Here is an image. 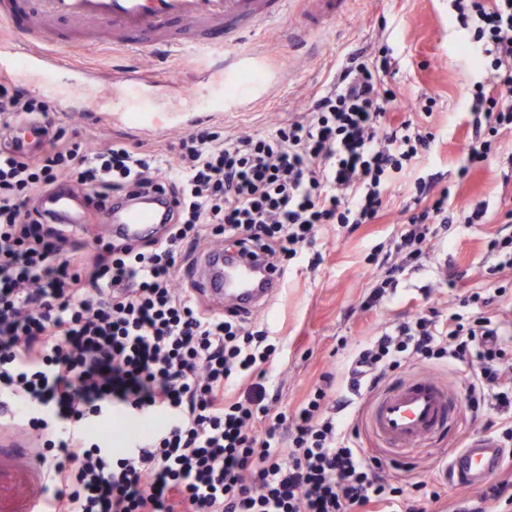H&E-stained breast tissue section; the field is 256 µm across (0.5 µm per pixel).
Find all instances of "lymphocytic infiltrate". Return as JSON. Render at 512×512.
Here are the masks:
<instances>
[{"label": "lymphocytic infiltrate", "instance_id": "obj_1", "mask_svg": "<svg viewBox=\"0 0 512 512\" xmlns=\"http://www.w3.org/2000/svg\"><path fill=\"white\" fill-rule=\"evenodd\" d=\"M479 79L459 117V182L512 137V0H448ZM389 44L363 42L298 118L268 133L199 127L159 147L113 140L91 149L55 125L53 103L0 77V135L39 124L40 151L0 148V424L27 425L43 448V512H512V308L506 285L459 287L448 309L421 304L349 353L347 395L320 375L298 405L267 385L280 345L236 311L203 307L185 276L212 246L263 257L279 275L305 257L322 226L377 223L401 179L412 206L394 240L397 263L362 303L377 307L431 243L456 224L497 223L490 275L512 270V208L451 213L450 187L421 174L436 136L433 94L407 104ZM175 201L146 243L79 236L41 197L80 190L105 209L128 188ZM417 365L463 368L468 406L505 452L476 497L439 479L390 472L360 440L355 397ZM162 426L112 444L114 416Z\"/></svg>", "mask_w": 512, "mask_h": 512}]
</instances>
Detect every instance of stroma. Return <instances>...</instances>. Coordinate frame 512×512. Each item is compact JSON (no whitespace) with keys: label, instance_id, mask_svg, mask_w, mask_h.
<instances>
[{"label":"stroma","instance_id":"obj_1","mask_svg":"<svg viewBox=\"0 0 512 512\" xmlns=\"http://www.w3.org/2000/svg\"><path fill=\"white\" fill-rule=\"evenodd\" d=\"M302 9L296 0L282 24L265 28L248 44L260 59L265 82L276 86L271 97L244 112L216 114V121L228 131L273 130L300 113L309 94L331 80L350 49L381 33L397 54L395 80L406 96L433 92L441 97L443 109L431 118L436 139L428 170L443 175L445 184H454L456 160L464 145L455 113L470 73L469 56L448 23V0H345L343 20L323 32L300 28ZM381 16L388 21L383 32L376 23ZM62 53L74 63L102 74L97 92L107 99L112 96L108 78L113 71L154 75L158 84L153 93L166 99L170 97L169 82L189 84L195 66L206 61L201 54L191 60L180 54L133 56L108 45L66 47ZM174 105L182 109V117L155 113V126L146 133L137 121L117 116L100 119L82 106L62 105L57 112L67 135H79L91 146L112 139L131 142L145 135L165 145L193 128L188 112L204 107L205 101L187 95L174 100ZM504 171L502 163L491 161L487 170L475 173L462 193L453 198V207L470 210L483 200L495 205L501 198L512 197V183L503 182ZM411 197L410 187L395 190L381 223L363 225L351 235L337 225H326L316 242L323 255L321 265L311 269L306 260H299L291 266L276 299L267 310L255 314V321L270 326L284 343L283 354L269 374V385L280 389L283 403L296 404L321 373L340 372L343 343L375 335L393 323L414 299L420 298L421 287L435 285L432 301L443 310L448 290L441 287L440 280L445 271H457L459 287L468 288L479 280L483 267L491 264L485 246L489 225H457L451 238L435 240L423 267L404 272L396 295L385 297L375 311L362 312L364 293L386 272L372 255L377 245H389L399 231L401 210ZM31 439V434L18 426L0 432V512H29L31 504L44 497L45 482ZM452 447V440L447 438L410 458L385 455L381 461L391 471L409 469L427 477L437 472L441 459Z\"/></svg>","mask_w":512,"mask_h":512}]
</instances>
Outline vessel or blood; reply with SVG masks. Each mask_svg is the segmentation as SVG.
<instances>
[{
    "mask_svg": "<svg viewBox=\"0 0 512 512\" xmlns=\"http://www.w3.org/2000/svg\"><path fill=\"white\" fill-rule=\"evenodd\" d=\"M305 26L323 28L337 17L332 0H305ZM289 0H0V25L29 36L38 35L39 46L18 55L14 45L0 43V75L38 77L40 89L54 101L78 100L99 110L94 98V76L72 67L58 50L60 23L82 34L84 47H97L102 39L134 53L201 48L222 57L221 73L199 72L196 84L216 112L246 110L271 87L263 83L243 95L225 92L224 83L253 64L244 52L247 38L267 23L284 18ZM123 90L113 95L112 109L129 112L135 99L149 97L152 81L124 77ZM44 210L82 228L85 212L75 211L67 193L45 196ZM105 230L130 239L147 238L157 228L156 204L133 198L113 203L99 216ZM192 281L215 308L237 307L257 312L280 290L277 273L266 262L247 255L224 265L221 251L201 255ZM456 394L446 383L426 375H411L375 396L369 405L367 426L384 448L397 456H410L433 442L440 430L453 422ZM498 441L488 435L473 437L455 453L446 472L451 480L468 485L495 477L501 468Z\"/></svg>",
    "mask_w": 512,
    "mask_h": 512,
    "instance_id": "1",
    "label": "vessel or blood"
}]
</instances>
